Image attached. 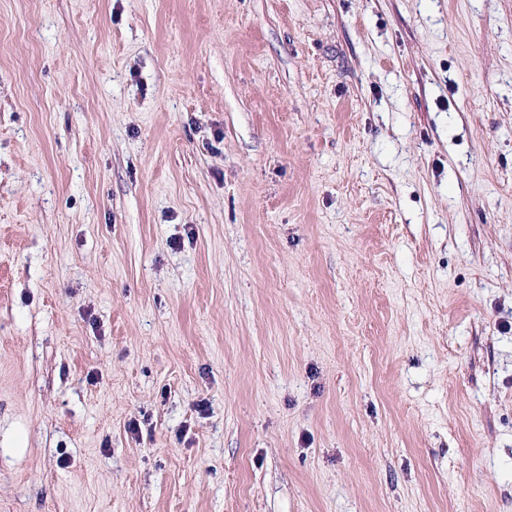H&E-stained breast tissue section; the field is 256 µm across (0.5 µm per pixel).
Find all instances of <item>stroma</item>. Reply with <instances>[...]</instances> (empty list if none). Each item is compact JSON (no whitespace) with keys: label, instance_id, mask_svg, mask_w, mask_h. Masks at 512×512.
<instances>
[{"label":"stroma","instance_id":"1","mask_svg":"<svg viewBox=\"0 0 512 512\" xmlns=\"http://www.w3.org/2000/svg\"><path fill=\"white\" fill-rule=\"evenodd\" d=\"M0 512H512V0H0Z\"/></svg>","mask_w":512,"mask_h":512}]
</instances>
